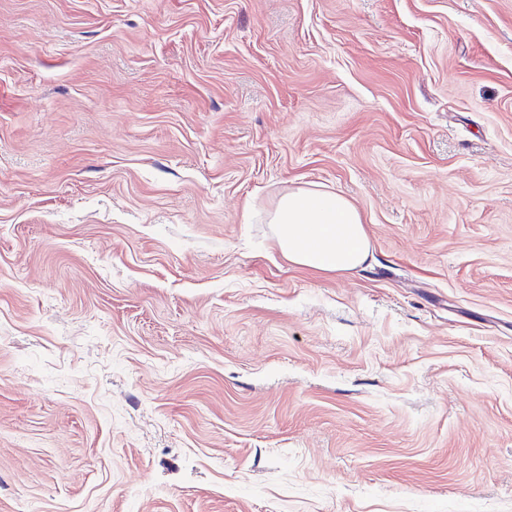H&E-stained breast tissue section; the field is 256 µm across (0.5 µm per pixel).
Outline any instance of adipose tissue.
Segmentation results:
<instances>
[{"label":"adipose tissue","mask_w":512,"mask_h":512,"mask_svg":"<svg viewBox=\"0 0 512 512\" xmlns=\"http://www.w3.org/2000/svg\"><path fill=\"white\" fill-rule=\"evenodd\" d=\"M273 244L292 264L342 274L363 265L370 240L355 206L335 192L299 188L279 200L271 217Z\"/></svg>","instance_id":"1"}]
</instances>
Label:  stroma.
<instances>
[{"label": "stroma", "mask_w": 512, "mask_h": 512, "mask_svg": "<svg viewBox=\"0 0 512 512\" xmlns=\"http://www.w3.org/2000/svg\"><path fill=\"white\" fill-rule=\"evenodd\" d=\"M0 512H512V0H0ZM274 247L292 264L342 274L363 265L370 240L355 206L335 192L299 188L279 200L271 217Z\"/></svg>", "instance_id": "35a3bbf8"}]
</instances>
